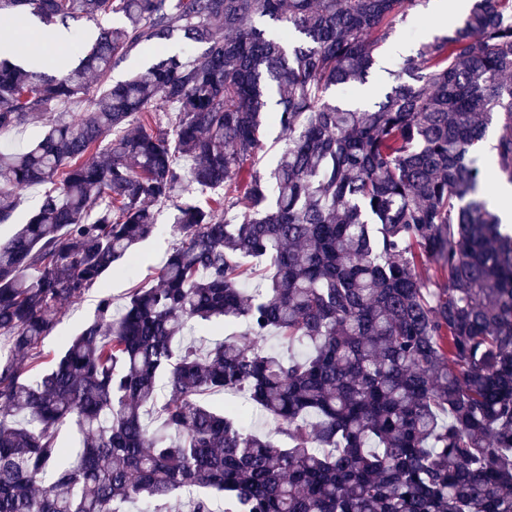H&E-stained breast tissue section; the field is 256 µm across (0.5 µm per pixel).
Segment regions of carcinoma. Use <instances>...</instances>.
<instances>
[{"label": "carcinoma", "instance_id": "1", "mask_svg": "<svg viewBox=\"0 0 512 512\" xmlns=\"http://www.w3.org/2000/svg\"><path fill=\"white\" fill-rule=\"evenodd\" d=\"M413 2L0 0L14 39L28 13L97 29L57 75L0 57V136L48 127L0 150V223L54 185L0 241V512H213L208 490L233 512H512V230L486 192L512 184V0H475L373 107L330 97L379 65ZM176 34L181 52L107 83ZM269 124L283 146L266 179L247 162ZM167 202L159 284L117 310L101 297L37 370L65 305ZM215 319L246 329L206 344ZM218 391L286 442L214 407ZM46 128L39 123L26 124L10 133L2 143H9L13 146H26L29 143L37 142L45 133ZM45 187L30 189L21 195L20 203L12 217L4 224H0V239H7L19 228V224L27 222L31 214L38 208Z\"/></svg>", "mask_w": 512, "mask_h": 512}]
</instances>
